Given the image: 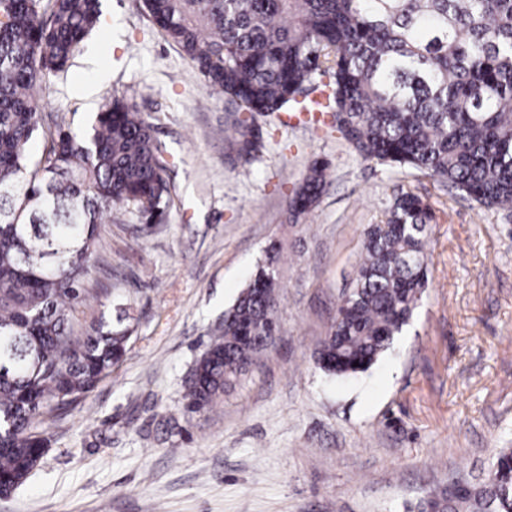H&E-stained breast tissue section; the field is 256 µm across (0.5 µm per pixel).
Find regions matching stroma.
<instances>
[{
	"label": "stroma",
	"mask_w": 512,
	"mask_h": 512,
	"mask_svg": "<svg viewBox=\"0 0 512 512\" xmlns=\"http://www.w3.org/2000/svg\"><path fill=\"white\" fill-rule=\"evenodd\" d=\"M69 70L47 83V127L80 131L125 97L167 150L172 202L136 232L122 210L99 226V296L82 334L128 305L126 359L79 405L48 419V450L0 496V512H407L430 492L484 478L512 446V214L432 178L355 156L331 126L255 116L244 164L239 119L166 41L140 0H101ZM329 164L317 205L292 217L308 167ZM413 192L434 219L429 284L409 324L366 372L326 374L316 352L356 276L368 225ZM279 244V333L212 410L183 408L184 378L224 310ZM233 138L239 147V152L249 161L257 150V135L250 124L239 121L234 124Z\"/></svg>",
	"instance_id": "obj_1"
}]
</instances>
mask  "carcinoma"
I'll return each mask as SVG.
<instances>
[{
  "label": "carcinoma",
  "instance_id": "1",
  "mask_svg": "<svg viewBox=\"0 0 512 512\" xmlns=\"http://www.w3.org/2000/svg\"><path fill=\"white\" fill-rule=\"evenodd\" d=\"M154 27L208 89L251 115L326 98L336 129L364 161L413 169L479 204L512 210V0H141ZM101 0H0V489L45 452L39 428L77 405L126 355L131 321L100 318L76 336L77 307L98 293L96 230L115 207L161 223L172 185L154 130L113 97L83 133L44 132L39 90L66 71L97 26ZM309 90L302 99L296 94ZM250 160L257 135L234 124ZM326 165L304 175L290 209L311 210ZM432 213L411 192L364 232L354 287L319 350L334 376L366 371L408 325L428 288ZM272 245L224 311L184 384V409L209 410L274 343L280 284ZM417 512H512V448L484 482L435 490Z\"/></svg>",
  "mask_w": 512,
  "mask_h": 512
}]
</instances>
